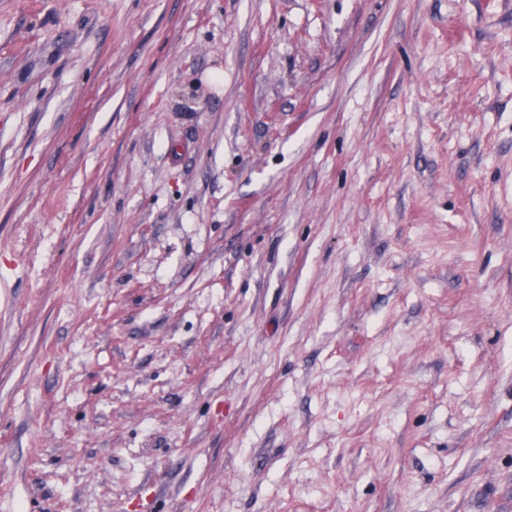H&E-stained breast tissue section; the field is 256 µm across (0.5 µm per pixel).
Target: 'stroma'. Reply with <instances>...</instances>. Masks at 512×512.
<instances>
[{
    "label": "stroma",
    "instance_id": "1",
    "mask_svg": "<svg viewBox=\"0 0 512 512\" xmlns=\"http://www.w3.org/2000/svg\"><path fill=\"white\" fill-rule=\"evenodd\" d=\"M0 512H512V0H0Z\"/></svg>",
    "mask_w": 512,
    "mask_h": 512
}]
</instances>
